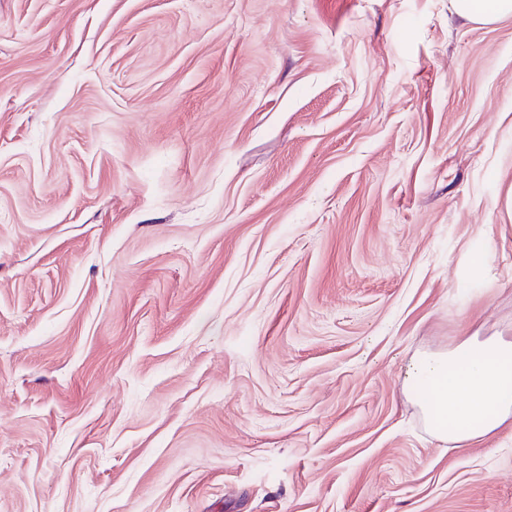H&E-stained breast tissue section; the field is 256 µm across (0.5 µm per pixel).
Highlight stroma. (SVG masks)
<instances>
[{
    "mask_svg": "<svg viewBox=\"0 0 512 512\" xmlns=\"http://www.w3.org/2000/svg\"><path fill=\"white\" fill-rule=\"evenodd\" d=\"M512 336V16L0 0V512H512L410 358Z\"/></svg>",
    "mask_w": 512,
    "mask_h": 512,
    "instance_id": "stroma-1",
    "label": "stroma"
}]
</instances>
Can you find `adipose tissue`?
I'll return each instance as SVG.
<instances>
[{"instance_id":"adipose-tissue-1","label":"adipose tissue","mask_w":512,"mask_h":512,"mask_svg":"<svg viewBox=\"0 0 512 512\" xmlns=\"http://www.w3.org/2000/svg\"><path fill=\"white\" fill-rule=\"evenodd\" d=\"M404 392L435 438L466 447L512 429V340L471 336L416 352Z\"/></svg>"}]
</instances>
